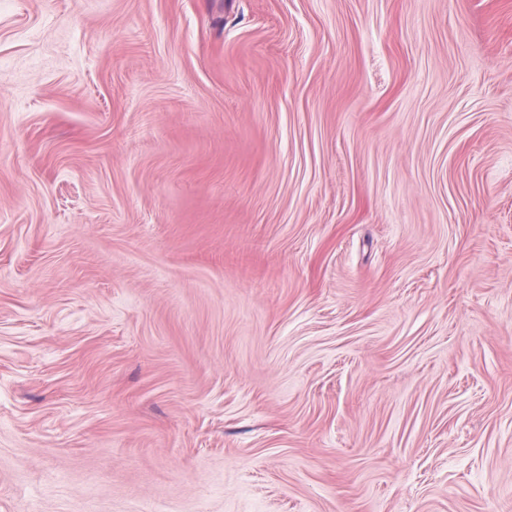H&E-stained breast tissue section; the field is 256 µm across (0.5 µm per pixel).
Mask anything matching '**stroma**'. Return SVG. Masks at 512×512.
<instances>
[{
  "instance_id": "35a3bbf8",
  "label": "stroma",
  "mask_w": 512,
  "mask_h": 512,
  "mask_svg": "<svg viewBox=\"0 0 512 512\" xmlns=\"http://www.w3.org/2000/svg\"><path fill=\"white\" fill-rule=\"evenodd\" d=\"M0 512H512V0H0Z\"/></svg>"
}]
</instances>
